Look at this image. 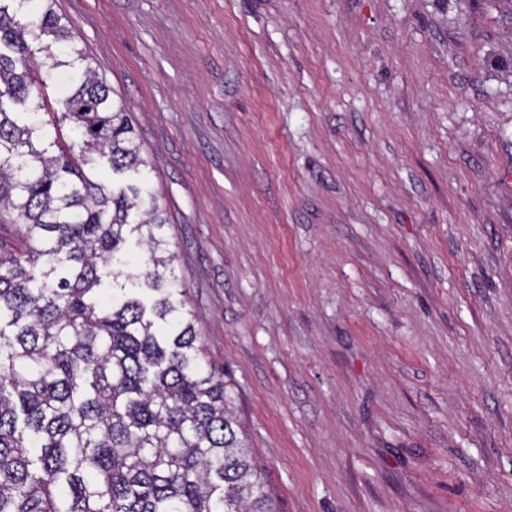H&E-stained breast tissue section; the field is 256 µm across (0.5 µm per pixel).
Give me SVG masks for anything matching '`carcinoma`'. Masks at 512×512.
<instances>
[{
  "label": "carcinoma",
  "mask_w": 512,
  "mask_h": 512,
  "mask_svg": "<svg viewBox=\"0 0 512 512\" xmlns=\"http://www.w3.org/2000/svg\"><path fill=\"white\" fill-rule=\"evenodd\" d=\"M54 5L0 0V512H278L166 274L156 194L97 181L148 162Z\"/></svg>",
  "instance_id": "1"
}]
</instances>
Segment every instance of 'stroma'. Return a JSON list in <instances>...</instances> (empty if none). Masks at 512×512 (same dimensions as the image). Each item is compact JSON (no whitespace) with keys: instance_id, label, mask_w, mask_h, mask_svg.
<instances>
[{"instance_id":"35a3bbf8","label":"stroma","mask_w":512,"mask_h":512,"mask_svg":"<svg viewBox=\"0 0 512 512\" xmlns=\"http://www.w3.org/2000/svg\"><path fill=\"white\" fill-rule=\"evenodd\" d=\"M55 9L280 512H512V0Z\"/></svg>"}]
</instances>
